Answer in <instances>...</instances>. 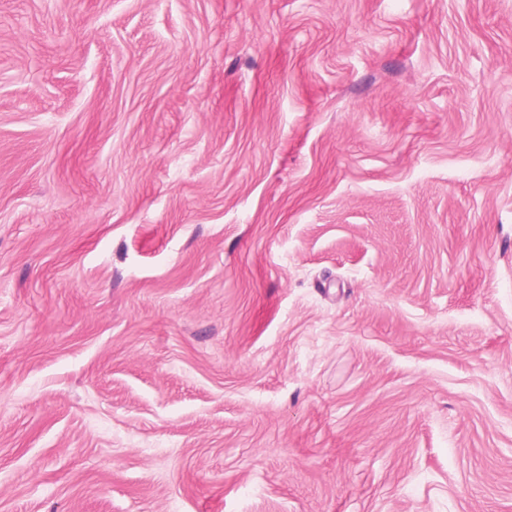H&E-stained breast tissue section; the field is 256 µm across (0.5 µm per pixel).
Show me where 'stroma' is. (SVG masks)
Segmentation results:
<instances>
[{
	"mask_svg": "<svg viewBox=\"0 0 512 512\" xmlns=\"http://www.w3.org/2000/svg\"><path fill=\"white\" fill-rule=\"evenodd\" d=\"M0 512H512V0H0Z\"/></svg>",
	"mask_w": 512,
	"mask_h": 512,
	"instance_id": "1",
	"label": "stroma"
}]
</instances>
